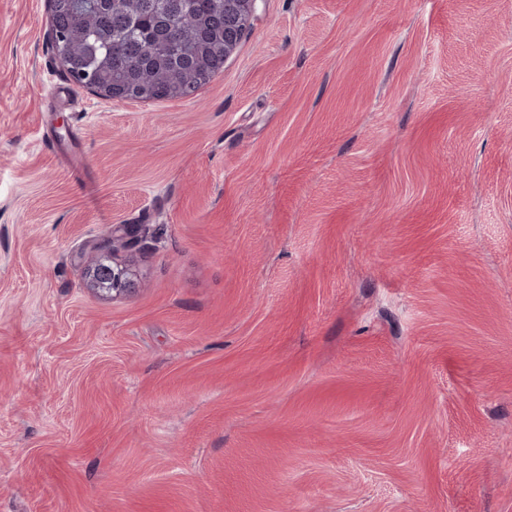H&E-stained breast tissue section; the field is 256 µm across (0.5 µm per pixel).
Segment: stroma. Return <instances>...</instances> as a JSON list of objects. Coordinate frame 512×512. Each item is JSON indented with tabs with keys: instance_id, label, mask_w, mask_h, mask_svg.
<instances>
[{
	"instance_id": "obj_1",
	"label": "stroma",
	"mask_w": 512,
	"mask_h": 512,
	"mask_svg": "<svg viewBox=\"0 0 512 512\" xmlns=\"http://www.w3.org/2000/svg\"><path fill=\"white\" fill-rule=\"evenodd\" d=\"M49 30L0 0V512H512V0H256L162 102ZM98 257L86 269L87 287L96 294L112 299L132 293L136 287V273L117 257V245L112 240V257L110 247L102 243L97 247Z\"/></svg>"
}]
</instances>
